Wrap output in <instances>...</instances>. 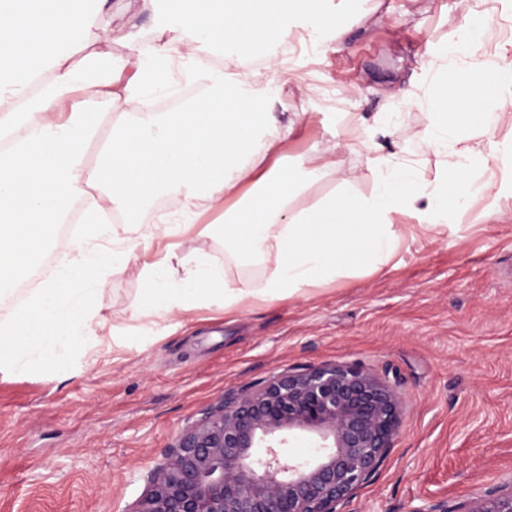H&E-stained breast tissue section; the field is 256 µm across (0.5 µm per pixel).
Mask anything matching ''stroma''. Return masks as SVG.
Returning <instances> with one entry per match:
<instances>
[{
    "mask_svg": "<svg viewBox=\"0 0 512 512\" xmlns=\"http://www.w3.org/2000/svg\"><path fill=\"white\" fill-rule=\"evenodd\" d=\"M98 27H124L93 48L123 57L164 41L160 0H111ZM337 37L287 63L288 109L310 123L286 156L335 155L354 172L349 191L370 195L364 154L336 150L355 136L352 115L392 116L388 154L419 160L430 183L437 157L423 141L420 108L430 51L456 40L466 10L486 14L479 51L488 65L512 47V0H332ZM355 93H347L349 85ZM345 89L339 104L330 92ZM456 232L424 235L398 226L400 245L381 270H360L302 297L256 302L225 313L206 299L174 316L138 321L140 270L159 245L135 249L104 270L100 323L63 362L0 368V512H127L146 476L203 409L225 392L255 389L272 375L324 363L364 368L396 384L402 423L379 470L339 512H415L456 505L512 478V196L478 194L456 216ZM206 254L227 277L261 283L262 266L224 260L222 242L187 235L181 254Z\"/></svg>",
    "mask_w": 512,
    "mask_h": 512,
    "instance_id": "1",
    "label": "stroma"
}]
</instances>
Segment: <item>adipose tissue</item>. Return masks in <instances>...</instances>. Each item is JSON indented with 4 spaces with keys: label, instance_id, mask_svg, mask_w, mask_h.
I'll use <instances>...</instances> for the list:
<instances>
[{
    "label": "adipose tissue",
    "instance_id": "adipose-tissue-1",
    "mask_svg": "<svg viewBox=\"0 0 512 512\" xmlns=\"http://www.w3.org/2000/svg\"><path fill=\"white\" fill-rule=\"evenodd\" d=\"M172 21L168 38L135 49L125 58L106 52L73 59L79 32L96 27L109 0H0V309L13 285L77 219L88 238L74 242L56 278L33 293L26 310L43 338L18 344L14 316L0 317V364L24 368L65 358L97 319L101 274L118 252L93 248L98 239L144 245L168 239L164 257L144 264L141 312L172 316L187 309L201 285L234 311L255 302L292 298L307 287L342 273L337 255L358 256L377 270L391 260L399 236L397 214H411L422 233L448 230L450 217L475 192L473 176L490 164H512V143H495L484 133L512 113V51L501 53L498 80L485 77L479 51L485 15L468 13L457 41L432 51L425 63L433 75L427 104L425 142L441 159L438 178L423 182L412 162L381 154L370 130L359 146L372 171L370 196L341 192L315 207L293 210L302 190L323 174L338 172L336 161H286L281 145L310 118L295 112L281 119L257 74L247 63L262 57L271 73L283 62L285 27L296 24L315 38L339 25L335 11L315 10L312 0H163ZM97 28V27H96ZM224 50V66H204L202 53ZM456 58L460 70L448 61ZM203 90L174 112L142 109L147 87L170 78L173 66ZM494 100L492 112L469 114L470 106ZM115 113L102 135L106 113ZM103 145L95 162L83 147ZM104 190L119 212V224H102L105 209L95 190ZM182 197L177 218L142 221L146 203L163 193ZM222 209L223 220L204 235H220L226 260L260 262L270 268L263 284L227 280L206 258L187 263L179 239L199 215Z\"/></svg>",
    "mask_w": 512,
    "mask_h": 512
}]
</instances>
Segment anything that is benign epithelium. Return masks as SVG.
Wrapping results in <instances>:
<instances>
[{
  "label": "benign epithelium",
  "instance_id": "7a95c632",
  "mask_svg": "<svg viewBox=\"0 0 512 512\" xmlns=\"http://www.w3.org/2000/svg\"><path fill=\"white\" fill-rule=\"evenodd\" d=\"M395 385L326 363L228 392L182 432L127 512H338L383 463L401 421ZM309 436L311 458L286 455ZM416 512H512V480L458 506Z\"/></svg>",
  "mask_w": 512,
  "mask_h": 512
}]
</instances>
